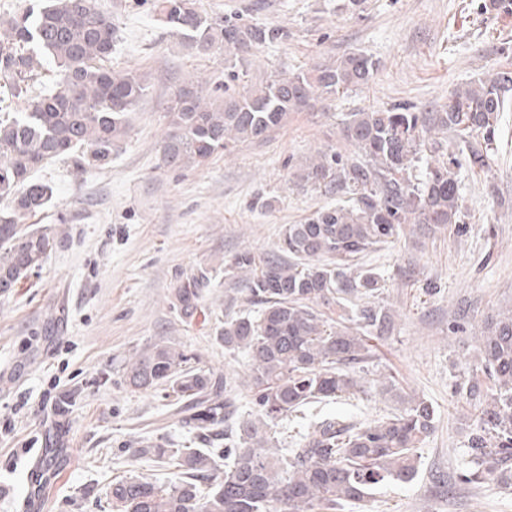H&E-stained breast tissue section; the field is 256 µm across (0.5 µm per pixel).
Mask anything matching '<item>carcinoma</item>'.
<instances>
[{
	"instance_id": "obj_1",
	"label": "carcinoma",
	"mask_w": 512,
	"mask_h": 512,
	"mask_svg": "<svg viewBox=\"0 0 512 512\" xmlns=\"http://www.w3.org/2000/svg\"><path fill=\"white\" fill-rule=\"evenodd\" d=\"M161 23L200 55L224 50V76H247L238 53L280 38L259 24L213 19L192 0H154ZM112 16L96 0H39L37 7L0 21V296L41 270L64 233L25 223L53 200V187L33 177L57 159L76 170L100 169L128 132V113L150 85L138 71L112 69L117 39ZM55 67L53 88L32 96L44 66ZM377 65L351 51L323 65L269 77L259 87L217 86L204 96L199 81L178 88L162 141L169 168L199 167L247 142L265 139L292 112L369 84ZM512 72L488 73L452 91L430 120L407 105L348 112L343 136L355 147L321 151L296 178L348 203L285 225L280 256L236 254L224 276L246 282L260 313L224 320V352L247 357L253 413L237 415L225 376L193 365L194 356L170 342L154 343L125 367L135 390L164 387L182 404L181 424L197 433L199 448L142 442L137 456L167 463L176 479L161 483L134 475L112 483V512H344L392 482H411L418 448L434 429L435 410L414 398L401 412L371 423L324 414L284 447L273 428L317 403L360 392L349 367L366 362L374 342L390 335V312L376 304L381 277L348 271L362 255L398 238L406 226L436 233L458 223L457 169L489 166L496 127L509 105ZM452 135L447 159L424 160L432 130ZM480 137L483 143L474 141ZM212 281L208 269L180 279L173 308L192 321ZM359 303L346 309V303ZM467 423L461 477L468 484L512 487V308L488 317L469 376L455 392ZM59 397L42 467L65 460L68 406Z\"/></svg>"
}]
</instances>
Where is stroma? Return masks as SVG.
<instances>
[{
	"label": "stroma",
	"instance_id": "obj_1",
	"mask_svg": "<svg viewBox=\"0 0 512 512\" xmlns=\"http://www.w3.org/2000/svg\"><path fill=\"white\" fill-rule=\"evenodd\" d=\"M99 2L118 27L113 68L149 74L150 90L110 164L81 174L58 160L36 173L53 186L56 204L34 222L66 229L67 239L0 298V487L7 490L0 512H21L27 467L67 391L77 394L67 460L43 512H111L113 481L172 477V468L134 455L143 440L171 448L196 441L170 391L125 383V363L153 343H174L226 374L246 416V359L226 354L218 332L252 305L244 282L225 277V263L244 250L276 253L284 225L330 203L295 174L318 151L351 152L341 113L398 103L434 112L451 90L493 70L512 72V13L482 10L483 0H363L356 10L346 0H195L202 15L284 30L283 39L247 52L249 84L354 50L372 57L377 74L368 86L290 114L266 140L171 170L161 144L174 94L190 74L223 82L224 53H191L158 21L153 0ZM496 145L488 169L459 173L458 223L399 237L359 262L381 275L378 301L394 313V329L376 341L360 373L362 392L330 412L373 422L413 398L436 409L415 478L374 491L365 512H512V489L460 480L465 425L454 397L475 360L479 326L512 306V109L501 117ZM202 268L214 275L206 313L187 322L170 293ZM428 282L438 293L424 292ZM389 375L398 388L380 393Z\"/></svg>",
	"mask_w": 512,
	"mask_h": 512
}]
</instances>
